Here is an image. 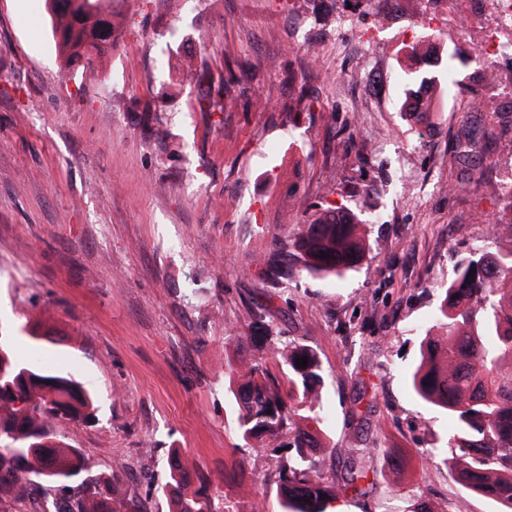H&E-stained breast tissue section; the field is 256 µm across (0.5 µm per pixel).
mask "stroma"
<instances>
[{
    "label": "stroma",
    "instance_id": "stroma-1",
    "mask_svg": "<svg viewBox=\"0 0 512 512\" xmlns=\"http://www.w3.org/2000/svg\"><path fill=\"white\" fill-rule=\"evenodd\" d=\"M453 0H112L114 43L65 72L45 0H0V328L29 362L94 393L64 443L115 476L137 512H168V458L199 470L224 512H281L289 451L239 438L228 361L250 312L310 346L323 367L324 475L371 449L367 493L336 512H500L428 468L451 430L409 374L439 287L486 244L512 121L490 122L488 184L448 147L485 119L467 93L437 98L433 126L400 112L411 48L460 50L465 80L488 40L512 42L495 0L456 27ZM374 66L376 92L359 82ZM206 72V81L195 80ZM224 83L223 110L200 101ZM304 107H296L299 94ZM340 208L360 219L345 276L263 273L279 242Z\"/></svg>",
    "mask_w": 512,
    "mask_h": 512
}]
</instances>
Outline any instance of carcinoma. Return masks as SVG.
<instances>
[{"instance_id": "cac0c4a2", "label": "carcinoma", "mask_w": 512, "mask_h": 512, "mask_svg": "<svg viewBox=\"0 0 512 512\" xmlns=\"http://www.w3.org/2000/svg\"><path fill=\"white\" fill-rule=\"evenodd\" d=\"M99 0H47L52 37L61 66L91 65L112 47V16ZM418 91H408L402 111L414 121ZM482 152L469 134L456 139L453 157L469 164ZM299 268L314 276L340 275L359 266L362 238L348 213L330 210L301 225L290 246ZM270 256L268 272L288 279V248ZM443 299L436 330L426 332L421 358L411 372L412 392L446 412L454 427L435 465L448 469L466 489L495 500L512 512V232L493 237L490 247L461 261L452 279L440 286ZM245 343L266 357L240 359L229 377L237 408V431L247 444L289 438L294 453L279 470L282 512H328L331 502L352 491L370 471V448H353L344 462L341 482L323 475L317 437L304 421L318 423L323 407L317 387L323 381L315 350L272 335L265 317L253 314ZM308 358L298 368L296 359ZM285 367L283 378L271 374L266 359ZM94 397L73 378L37 368L22 360L11 338L0 334V502L18 503L29 496L28 475L56 493L54 512H136L113 497L112 477L96 471L77 448L59 441V423L93 417ZM198 485H193V481ZM192 479L177 452L170 453L165 487L171 512H224L205 479Z\"/></svg>"}]
</instances>
